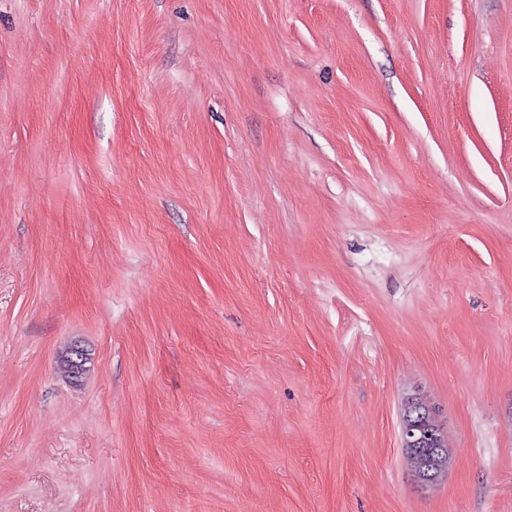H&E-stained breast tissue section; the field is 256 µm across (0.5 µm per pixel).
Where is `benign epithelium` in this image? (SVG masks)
I'll list each match as a JSON object with an SVG mask.
<instances>
[{
    "mask_svg": "<svg viewBox=\"0 0 512 512\" xmlns=\"http://www.w3.org/2000/svg\"><path fill=\"white\" fill-rule=\"evenodd\" d=\"M415 417H402L400 437L404 451L418 462L417 480L424 488L431 487L438 478L440 465L446 455L444 431L437 411L419 397L410 398Z\"/></svg>",
    "mask_w": 512,
    "mask_h": 512,
    "instance_id": "1",
    "label": "benign epithelium"
}]
</instances>
